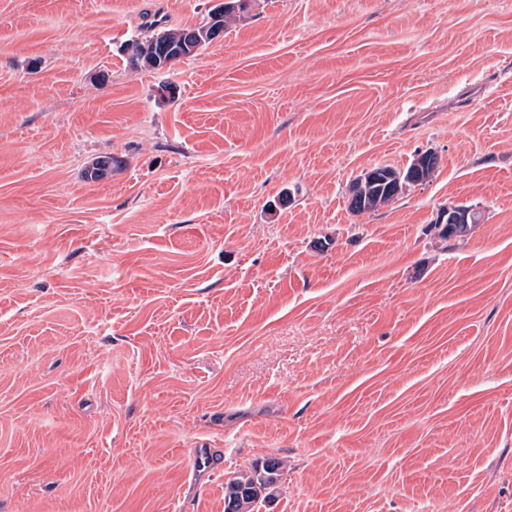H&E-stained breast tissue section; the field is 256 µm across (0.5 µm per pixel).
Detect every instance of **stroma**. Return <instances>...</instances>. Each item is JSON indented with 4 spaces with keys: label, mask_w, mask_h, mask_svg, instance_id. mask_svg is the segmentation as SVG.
Returning <instances> with one entry per match:
<instances>
[{
    "label": "stroma",
    "mask_w": 512,
    "mask_h": 512,
    "mask_svg": "<svg viewBox=\"0 0 512 512\" xmlns=\"http://www.w3.org/2000/svg\"><path fill=\"white\" fill-rule=\"evenodd\" d=\"M216 6L0 0V512H512V0ZM210 21L206 22L203 25L194 27V28H170L162 30L164 32V38L166 41H168L171 44L179 45V43L184 38L185 34L190 30H197L199 32H202L208 25ZM199 32L195 33V38L200 39L196 42L194 49L190 50L188 53H186L183 57L188 56L192 53H194L196 50L208 45L211 41L215 39L210 38L209 34L207 33L206 37L205 32H203V35ZM203 40L201 41V35ZM157 40L160 42L162 46L168 45L164 43V38L162 33H157L154 36H151L145 40L142 41H133L131 44L128 45V47L131 45L133 47L132 52L129 53L128 57L130 60V63L135 68H145V69H151L159 71L160 69H156L153 65V60L159 56L160 54V45L158 42H155L153 40ZM127 47V49H128ZM427 156L426 154L420 153L415 158L414 163L412 161L413 168L411 163L403 171H398L386 165L377 166L376 169L379 171V177L374 167L365 170L361 177L351 185L349 190L350 200L365 181L372 182L375 178H378L374 183H368L364 186L363 190L360 191V199L349 203V210L353 214L359 215L374 211L387 204L403 190L405 182L411 183L410 179H408L411 168L412 170L418 169ZM482 220V214L477 211L475 214V223L474 222V209L471 206H466L464 204H457V205H451L446 208H444L441 212L440 217V223L443 224L442 227L439 230V236L444 240H450V233L448 232V224H457V225H464L466 228V231L469 229V225L471 223L473 224H479ZM441 224H434L435 227L439 228ZM464 226H462L460 232L461 235H458L456 237L463 236L464 233ZM455 237V238H456ZM280 462L268 459L262 472L242 471L237 473L226 485L224 494V512H254L258 503L273 496L279 480Z\"/></svg>",
    "instance_id": "stroma-1"
}]
</instances>
